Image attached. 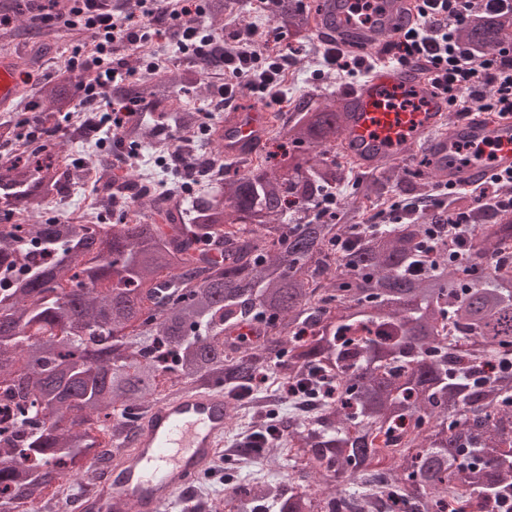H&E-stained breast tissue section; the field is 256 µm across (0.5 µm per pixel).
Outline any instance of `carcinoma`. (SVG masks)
Segmentation results:
<instances>
[{
    "label": "carcinoma",
    "instance_id": "1",
    "mask_svg": "<svg viewBox=\"0 0 512 512\" xmlns=\"http://www.w3.org/2000/svg\"><path fill=\"white\" fill-rule=\"evenodd\" d=\"M203 8L208 31L224 40L229 0ZM269 9L288 35H310L298 0ZM509 35L512 23L491 14L458 30L477 49ZM220 64L143 69L112 87L127 117L116 151L92 162L98 212L134 204L136 222H17L78 184L81 169L61 165L66 141L31 143L0 165V389L21 415L15 438L0 443V512L55 498L89 455L109 460L115 415L133 425L172 380L226 382L247 395L272 364L284 383L317 370L334 387L332 398L318 393L314 413H291L261 453L275 461L278 444L293 445L288 467L325 497L292 476L232 475L252 512H448L461 488L480 509L512 512V268L496 260L512 246V212L448 199L474 234L433 257L418 251L440 220L432 208L408 224L354 231L363 201H381L398 181L394 165L365 176L334 217H310L323 190L347 179L323 155L338 145L348 102L296 101L278 125L291 150L275 164L242 157L231 171L216 133L207 155L184 137L202 117L183 97L210 90ZM92 78L66 71L42 86L40 118L70 113L74 90ZM142 144L180 155L183 171L202 160L222 179L189 202L168 187L146 193L122 163ZM260 313L262 342L228 355L224 332ZM405 420L412 436L385 464L371 435Z\"/></svg>",
    "mask_w": 512,
    "mask_h": 512
}]
</instances>
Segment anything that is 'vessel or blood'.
<instances>
[{"label":"vessel or blood","instance_id":"1","mask_svg":"<svg viewBox=\"0 0 512 512\" xmlns=\"http://www.w3.org/2000/svg\"><path fill=\"white\" fill-rule=\"evenodd\" d=\"M349 0H322L313 27L336 47L375 55L389 37L414 20V0H377L374 25L356 27L346 8ZM24 76L16 56L0 53V112L13 111ZM350 109L344 119L342 147L354 162L381 169L425 148L434 162L438 186L473 187L492 173L512 169V114L489 117L472 112L448 120V102L433 81L410 64H383L346 92ZM269 114L239 108L219 126L224 154L240 155L262 142ZM464 139L490 145L489 159L470 158L447 164L448 143ZM230 406L222 392L189 386L177 396L151 403L131 441L117 443L110 473L84 490L89 512H169L182 491L206 470L228 433Z\"/></svg>","mask_w":512,"mask_h":512}]
</instances>
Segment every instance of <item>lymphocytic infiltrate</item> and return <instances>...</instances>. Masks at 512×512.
<instances>
[{"label": "lymphocytic infiltrate", "instance_id": "f902f5d3", "mask_svg": "<svg viewBox=\"0 0 512 512\" xmlns=\"http://www.w3.org/2000/svg\"><path fill=\"white\" fill-rule=\"evenodd\" d=\"M168 0H137L136 10L124 24H116L112 0H71L68 12L57 11L55 0H41L35 20L43 26L83 27L90 33L94 51L81 61H69V68H93L97 77L83 86L84 97L102 101L100 127L109 131L123 126V111L112 106L109 89L123 70L112 55L121 46L146 43L157 37L160 18L171 16L176 23L172 49L176 54L205 58L216 54L215 40L197 23L201 8L197 0H179L168 10ZM417 22L391 42L390 60L403 63L422 60L432 71L436 86L445 94L448 108L459 114L512 112V48L490 44L476 51L463 43L457 29L483 14H512V0H418ZM236 50L225 53L224 66L240 85L262 93L274 84L286 62L284 55L262 60L256 49L254 31L239 35Z\"/></svg>", "mask_w": 512, "mask_h": 512}]
</instances>
